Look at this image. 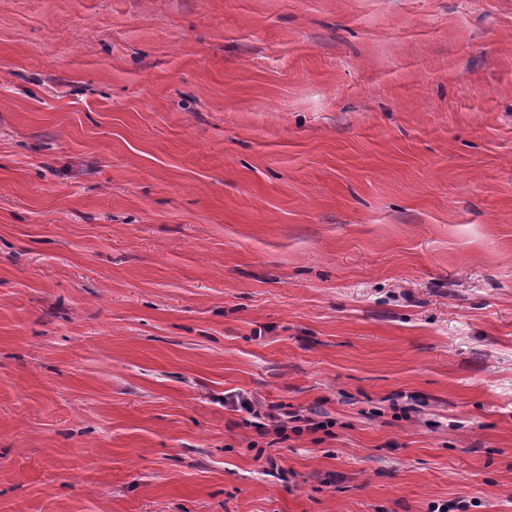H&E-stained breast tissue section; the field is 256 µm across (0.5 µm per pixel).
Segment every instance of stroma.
Returning <instances> with one entry per match:
<instances>
[{"label":"stroma","mask_w":512,"mask_h":512,"mask_svg":"<svg viewBox=\"0 0 512 512\" xmlns=\"http://www.w3.org/2000/svg\"><path fill=\"white\" fill-rule=\"evenodd\" d=\"M434 505L512 512V0H0V512ZM224 404L228 405L232 411H245L249 415V418L243 421L245 424L254 427L256 433L261 438H266L274 434L276 438L272 439L268 444H272L278 439H287L288 436L286 433L288 428L296 435H301L303 432L313 433L320 429H326L331 425L330 421H316L310 415H304L298 412H288L284 410L283 412L275 413V411L283 409V407L276 404L263 407L257 399L243 395L228 396L226 400H224ZM254 418L260 420L263 418L270 424L256 422ZM290 424L294 425L290 427L288 426Z\"/></svg>","instance_id":"obj_1"}]
</instances>
